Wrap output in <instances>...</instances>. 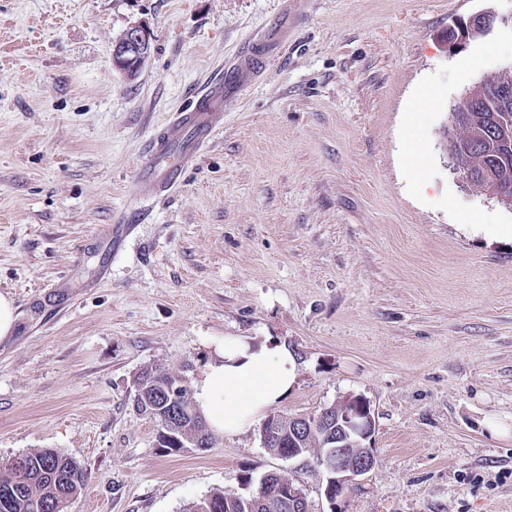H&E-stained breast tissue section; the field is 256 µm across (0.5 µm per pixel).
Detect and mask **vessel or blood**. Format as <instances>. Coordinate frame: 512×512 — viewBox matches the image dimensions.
I'll list each match as a JSON object with an SVG mask.
<instances>
[{
    "label": "vessel or blood",
    "mask_w": 512,
    "mask_h": 512,
    "mask_svg": "<svg viewBox=\"0 0 512 512\" xmlns=\"http://www.w3.org/2000/svg\"><path fill=\"white\" fill-rule=\"evenodd\" d=\"M271 49L269 35L251 42L233 66L217 71L195 92L189 108L154 131L146 147V160L137 175L138 191L160 196L174 191L189 167L224 125L226 96L255 79Z\"/></svg>",
    "instance_id": "obj_1"
}]
</instances>
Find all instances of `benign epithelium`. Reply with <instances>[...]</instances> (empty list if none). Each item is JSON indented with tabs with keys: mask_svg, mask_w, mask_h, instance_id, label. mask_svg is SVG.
Listing matches in <instances>:
<instances>
[{
	"mask_svg": "<svg viewBox=\"0 0 512 512\" xmlns=\"http://www.w3.org/2000/svg\"><path fill=\"white\" fill-rule=\"evenodd\" d=\"M494 17L483 13L473 17L459 27L456 39L467 41L485 35L492 27ZM151 51V32L146 23L128 28L112 44V66L123 75L133 78L143 68ZM493 136V128H477L468 139L454 142V131L444 130L445 147L451 159L453 170L469 183L476 178L485 182L484 194L503 205L512 203V194L498 182L493 170L486 168L474 172L461 163V156L475 150L476 146ZM280 416L268 417L260 427L261 441L268 448L282 440L277 423ZM322 432L335 445L326 449L317 466L325 476L324 496L331 505L342 495L345 485L369 472L375 465L376 457L372 440L376 431V420L369 402L361 395L348 394L340 400L325 406L318 413L308 417H292L288 423V453L283 458H301V449L296 444L306 436ZM284 512H309V504L303 489L288 483L282 497Z\"/></svg>",
	"mask_w": 512,
	"mask_h": 512,
	"instance_id": "7a95c632",
	"label": "benign epithelium"
}]
</instances>
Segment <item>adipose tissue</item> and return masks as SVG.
I'll return each instance as SVG.
<instances>
[{
	"label": "adipose tissue",
	"instance_id": "adipose-tissue-1",
	"mask_svg": "<svg viewBox=\"0 0 512 512\" xmlns=\"http://www.w3.org/2000/svg\"><path fill=\"white\" fill-rule=\"evenodd\" d=\"M296 380L295 358L286 345L228 336L195 380L194 397L215 434L234 435L285 399Z\"/></svg>",
	"mask_w": 512,
	"mask_h": 512
}]
</instances>
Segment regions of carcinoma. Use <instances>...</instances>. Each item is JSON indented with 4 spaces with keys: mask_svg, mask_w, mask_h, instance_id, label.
<instances>
[{
    "mask_svg": "<svg viewBox=\"0 0 512 512\" xmlns=\"http://www.w3.org/2000/svg\"><path fill=\"white\" fill-rule=\"evenodd\" d=\"M463 120L460 135L472 127H482L505 121L506 127L493 143L483 145L470 157L476 165L494 169L498 179L512 184V105L503 111L495 97L489 95L482 107L474 109L459 104ZM188 382L185 371L145 369L135 379L138 396L132 399L135 411L152 419L159 428L162 447L171 452L180 448L165 443V434L176 436L180 444L188 441L198 448H209L214 436L203 419L187 416L181 398L189 394L183 387ZM85 476L73 458L56 450H33L15 457V461H0V512H67L69 502L82 490ZM284 487L277 481L261 495L232 499L224 492L214 491L184 509V512H282L280 497Z\"/></svg>",
    "mask_w": 512,
    "mask_h": 512,
    "instance_id": "carcinoma-1",
    "label": "carcinoma"
}]
</instances>
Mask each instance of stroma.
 <instances>
[{
    "label": "stroma",
    "mask_w": 512,
    "mask_h": 512,
    "mask_svg": "<svg viewBox=\"0 0 512 512\" xmlns=\"http://www.w3.org/2000/svg\"><path fill=\"white\" fill-rule=\"evenodd\" d=\"M483 12L488 34L449 39ZM143 21L131 80L112 42ZM268 31L277 50L179 190L138 200L153 130ZM510 69L512 0H0V294L17 317L0 460L74 458L68 512H184L272 471L330 512L319 468L258 426L170 453L132 408L143 368L197 373L224 337L273 336L297 384L272 413L352 392L375 415L377 462L343 512H512V434L483 424L512 425V209L443 144L466 90Z\"/></svg>",
    "instance_id": "stroma-1"
}]
</instances>
